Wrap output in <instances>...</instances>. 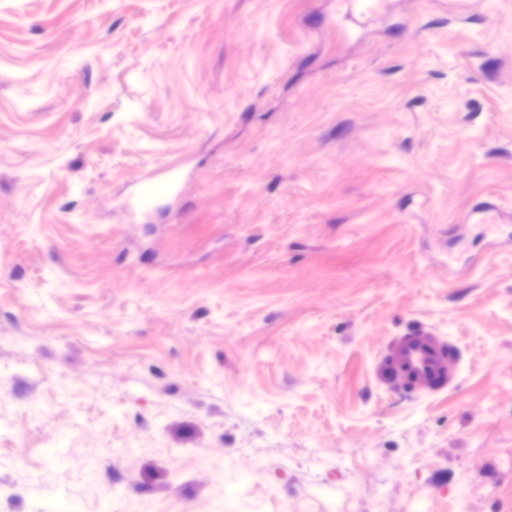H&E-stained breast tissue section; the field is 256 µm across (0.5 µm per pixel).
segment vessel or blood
Wrapping results in <instances>:
<instances>
[{
    "label": "vessel or blood",
    "instance_id": "vessel-or-blood-1",
    "mask_svg": "<svg viewBox=\"0 0 512 512\" xmlns=\"http://www.w3.org/2000/svg\"><path fill=\"white\" fill-rule=\"evenodd\" d=\"M452 355L436 337L418 331L398 339L379 366L381 376L401 378L412 390L438 391L447 385Z\"/></svg>",
    "mask_w": 512,
    "mask_h": 512
}]
</instances>
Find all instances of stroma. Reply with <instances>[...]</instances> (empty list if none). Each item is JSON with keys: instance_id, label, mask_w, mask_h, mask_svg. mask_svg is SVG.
I'll return each instance as SVG.
<instances>
[{"instance_id": "stroma-1", "label": "stroma", "mask_w": 512, "mask_h": 512, "mask_svg": "<svg viewBox=\"0 0 512 512\" xmlns=\"http://www.w3.org/2000/svg\"><path fill=\"white\" fill-rule=\"evenodd\" d=\"M416 330L443 392L376 377ZM50 491L512 512V0H0V512Z\"/></svg>"}]
</instances>
